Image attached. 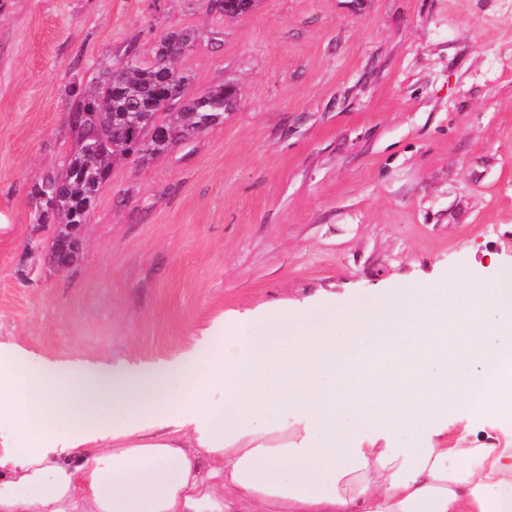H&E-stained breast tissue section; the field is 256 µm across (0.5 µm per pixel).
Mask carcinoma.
<instances>
[{"label": "carcinoma", "instance_id": "cac0c4a2", "mask_svg": "<svg viewBox=\"0 0 512 512\" xmlns=\"http://www.w3.org/2000/svg\"><path fill=\"white\" fill-rule=\"evenodd\" d=\"M176 56V52L162 54L148 63L127 64L106 73L90 92L76 95L69 111L74 149L61 172L45 174L36 184L54 196L53 208L40 223L62 224L59 236H70L67 227L87 223L98 193L109 179L113 160L140 159L135 145L144 141L150 143L153 156L171 150L150 130H137L128 122L133 107L157 110L171 83L182 87L179 98L162 109L174 144L224 121V113L236 102V87L223 82L200 94H188L190 78L174 67Z\"/></svg>", "mask_w": 512, "mask_h": 512}]
</instances>
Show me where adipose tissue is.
<instances>
[{
    "label": "adipose tissue",
    "instance_id": "obj_1",
    "mask_svg": "<svg viewBox=\"0 0 512 512\" xmlns=\"http://www.w3.org/2000/svg\"><path fill=\"white\" fill-rule=\"evenodd\" d=\"M512 269L313 321L221 319L170 368L49 366L0 346V512H512ZM415 432L364 448L362 425ZM477 425H481L484 431H495L501 441V446L511 445V425L503 423L495 418H488ZM477 425L466 427V421L459 420L454 415H448V447L457 446L466 441L468 447H480L483 444L482 432Z\"/></svg>",
    "mask_w": 512,
    "mask_h": 512
}]
</instances>
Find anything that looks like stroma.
<instances>
[{
  "label": "stroma",
  "mask_w": 512,
  "mask_h": 512,
  "mask_svg": "<svg viewBox=\"0 0 512 512\" xmlns=\"http://www.w3.org/2000/svg\"><path fill=\"white\" fill-rule=\"evenodd\" d=\"M222 123L114 162L72 270L32 188L72 147L77 90L169 32ZM512 267V0H0V342L51 363L172 364L221 316L317 320ZM512 425L448 418V444Z\"/></svg>",
  "instance_id": "obj_1"
}]
</instances>
